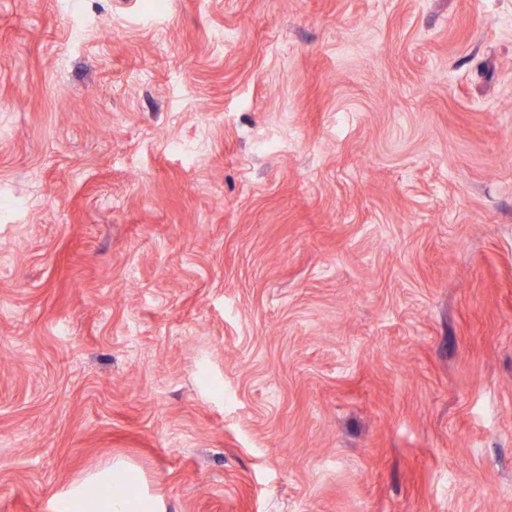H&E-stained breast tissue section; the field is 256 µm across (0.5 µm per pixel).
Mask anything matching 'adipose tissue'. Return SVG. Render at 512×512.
Segmentation results:
<instances>
[{
  "instance_id": "1",
  "label": "adipose tissue",
  "mask_w": 512,
  "mask_h": 512,
  "mask_svg": "<svg viewBox=\"0 0 512 512\" xmlns=\"http://www.w3.org/2000/svg\"><path fill=\"white\" fill-rule=\"evenodd\" d=\"M51 512H168V506L150 489L142 470L117 455L61 487Z\"/></svg>"
}]
</instances>
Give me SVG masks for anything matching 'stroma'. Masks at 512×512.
Here are the masks:
<instances>
[{"label":"stroma","mask_w":512,"mask_h":512,"mask_svg":"<svg viewBox=\"0 0 512 512\" xmlns=\"http://www.w3.org/2000/svg\"><path fill=\"white\" fill-rule=\"evenodd\" d=\"M504 15L0 0V512H512ZM50 511L168 512V506L162 494L150 489L142 470L117 455L61 487L52 498Z\"/></svg>","instance_id":"35a3bbf8"}]
</instances>
